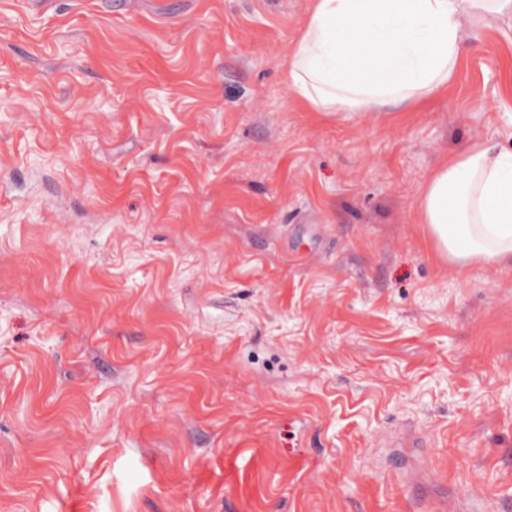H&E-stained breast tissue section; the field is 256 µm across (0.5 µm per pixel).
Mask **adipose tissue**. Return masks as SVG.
<instances>
[{"instance_id":"obj_1","label":"adipose tissue","mask_w":512,"mask_h":512,"mask_svg":"<svg viewBox=\"0 0 512 512\" xmlns=\"http://www.w3.org/2000/svg\"><path fill=\"white\" fill-rule=\"evenodd\" d=\"M512 15V0H313L286 65L318 112H385L447 87L462 19ZM419 221L457 270L512 268V152L478 140L434 169Z\"/></svg>"}]
</instances>
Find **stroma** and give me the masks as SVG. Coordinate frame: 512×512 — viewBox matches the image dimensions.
Returning <instances> with one entry per match:
<instances>
[{
	"instance_id": "1",
	"label": "stroma",
	"mask_w": 512,
	"mask_h": 512,
	"mask_svg": "<svg viewBox=\"0 0 512 512\" xmlns=\"http://www.w3.org/2000/svg\"><path fill=\"white\" fill-rule=\"evenodd\" d=\"M311 3L0 0V512H512V269L417 222L512 30L316 112Z\"/></svg>"
}]
</instances>
